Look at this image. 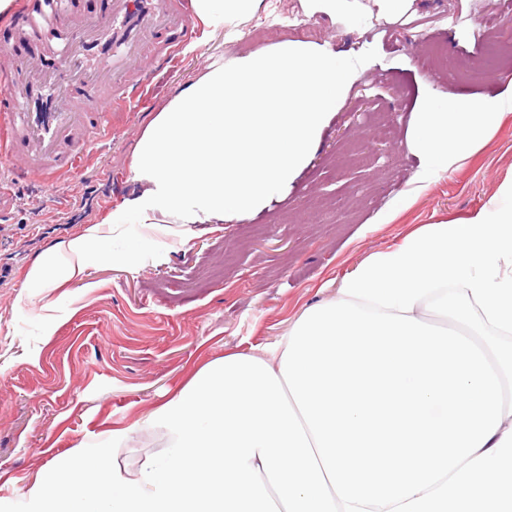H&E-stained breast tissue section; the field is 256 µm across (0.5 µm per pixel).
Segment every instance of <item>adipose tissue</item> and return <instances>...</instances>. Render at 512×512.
<instances>
[{
  "label": "adipose tissue",
  "instance_id": "obj_1",
  "mask_svg": "<svg viewBox=\"0 0 512 512\" xmlns=\"http://www.w3.org/2000/svg\"><path fill=\"white\" fill-rule=\"evenodd\" d=\"M263 0H189L211 35L252 19ZM303 13L358 26L415 16L416 0H300ZM359 59L304 40L214 62L181 85L130 156L139 190L34 258L5 324L10 336H51L92 292L103 267L134 273L192 240L197 224L246 221L279 199L316 151ZM512 113V90L469 98L433 89L413 112L408 148L419 182L465 162Z\"/></svg>",
  "mask_w": 512,
  "mask_h": 512
}]
</instances>
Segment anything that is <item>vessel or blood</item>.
<instances>
[{"instance_id": "1", "label": "vessel or blood", "mask_w": 512, "mask_h": 512, "mask_svg": "<svg viewBox=\"0 0 512 512\" xmlns=\"http://www.w3.org/2000/svg\"><path fill=\"white\" fill-rule=\"evenodd\" d=\"M192 34L183 0H23L0 27V45L26 58L0 92V160L12 179L76 169L102 114L142 106Z\"/></svg>"}]
</instances>
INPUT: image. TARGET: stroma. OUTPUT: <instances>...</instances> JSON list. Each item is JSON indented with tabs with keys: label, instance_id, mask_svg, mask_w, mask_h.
Masks as SVG:
<instances>
[{
	"label": "stroma",
	"instance_id": "1",
	"mask_svg": "<svg viewBox=\"0 0 512 512\" xmlns=\"http://www.w3.org/2000/svg\"><path fill=\"white\" fill-rule=\"evenodd\" d=\"M311 29L313 42L352 51L365 64L323 129L310 162L285 195L250 220L198 224L188 248L130 274L93 273L96 289L54 336L0 333V503L22 496L37 473L83 439L128 429L120 459L137 468L163 448L148 419L202 365L228 353L270 348L299 312L330 298L365 255L395 245L422 224L463 220L512 175V114L463 166L418 187V158L407 147L412 114L426 87L494 95L512 83V64L455 81L451 67L480 58L493 41L512 42L497 0H418L407 22L353 27L306 17L300 0H264L260 12L224 40L203 26L172 68L148 85V100L106 118L87 166L70 175L18 182L0 202V323L32 260L137 192L128 162L139 133L179 84L225 56L251 52ZM449 71H437L430 46ZM412 205L379 223L395 198Z\"/></svg>",
	"mask_w": 512,
	"mask_h": 512
}]
</instances>
